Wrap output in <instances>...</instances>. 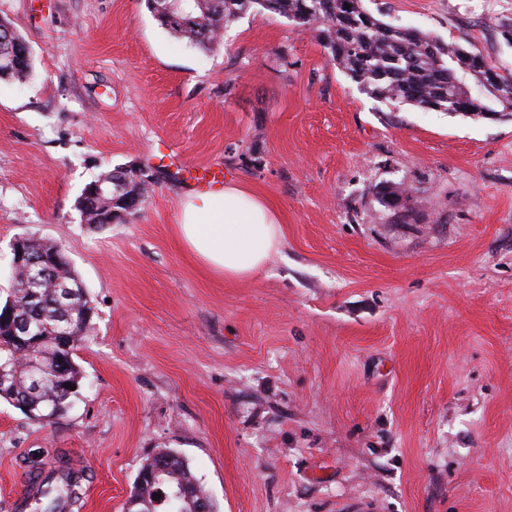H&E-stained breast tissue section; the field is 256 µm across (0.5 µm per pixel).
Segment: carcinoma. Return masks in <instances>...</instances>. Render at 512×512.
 <instances>
[{
	"label": "carcinoma",
	"instance_id": "cac0c4a2",
	"mask_svg": "<svg viewBox=\"0 0 512 512\" xmlns=\"http://www.w3.org/2000/svg\"><path fill=\"white\" fill-rule=\"evenodd\" d=\"M350 8H345V4ZM176 18H156L174 35L203 50L220 46L224 28L249 10L267 11L293 23L301 31L313 29L329 60L370 95L425 111H444L480 117L492 112L483 102L490 95L512 116V73L492 66L476 44L463 47L442 42L430 34L388 22L369 11L364 0H173ZM33 60L16 55L14 37L0 31V80L21 82L31 75ZM473 76L477 92L467 88L459 73ZM123 203L106 201L81 214L87 224H121L148 197L147 185H133ZM28 264L12 267L11 288L0 314V364L14 368L15 380L0 392V401L49 422L62 417L73 405L81 387V371L73 359L71 343L89 336L86 316L92 307L75 270H58L42 263L56 244L33 236ZM17 322L31 324L30 342L21 345L11 335ZM69 328L70 336L59 332ZM70 383L74 389L65 387ZM165 473L134 492L137 503L125 502L124 512H183L186 506L170 498V489L182 486L196 505L207 498L188 463L175 451L146 460L141 471L152 473L158 464ZM39 490L36 512H64L77 502L80 480L72 469L46 473L36 468Z\"/></svg>",
	"mask_w": 512,
	"mask_h": 512
}]
</instances>
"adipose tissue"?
<instances>
[{
	"instance_id": "obj_1",
	"label": "adipose tissue",
	"mask_w": 512,
	"mask_h": 512,
	"mask_svg": "<svg viewBox=\"0 0 512 512\" xmlns=\"http://www.w3.org/2000/svg\"><path fill=\"white\" fill-rule=\"evenodd\" d=\"M175 234L206 272L229 280L256 274L284 242L278 213L233 182L189 193Z\"/></svg>"
}]
</instances>
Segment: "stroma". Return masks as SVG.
I'll use <instances>...</instances> for the list:
<instances>
[{
    "label": "stroma",
    "instance_id": "35a3bbf8",
    "mask_svg": "<svg viewBox=\"0 0 512 512\" xmlns=\"http://www.w3.org/2000/svg\"><path fill=\"white\" fill-rule=\"evenodd\" d=\"M365 5L512 72V0ZM0 15L33 56L30 79L0 82V292L11 242L35 236L64 246L94 309L66 415L0 402V512L37 456L84 472L86 512H122L164 448L220 512H512V119L371 96L267 12L208 52L145 0ZM116 167L155 172L146 203L82 223L83 188ZM227 180L284 233L240 280L174 233L186 195Z\"/></svg>",
    "mask_w": 512,
    "mask_h": 512
}]
</instances>
